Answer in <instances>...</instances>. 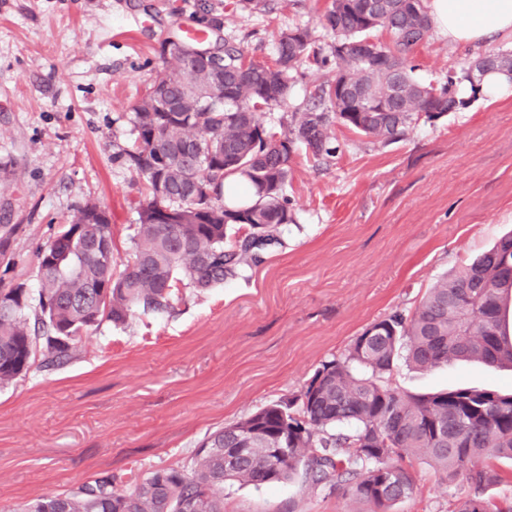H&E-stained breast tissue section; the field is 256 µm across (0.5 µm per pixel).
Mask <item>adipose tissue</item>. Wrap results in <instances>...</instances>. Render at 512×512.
<instances>
[{
    "label": "adipose tissue",
    "mask_w": 512,
    "mask_h": 512,
    "mask_svg": "<svg viewBox=\"0 0 512 512\" xmlns=\"http://www.w3.org/2000/svg\"><path fill=\"white\" fill-rule=\"evenodd\" d=\"M428 8L438 32L455 43L512 34V0H430Z\"/></svg>",
    "instance_id": "obj_1"
}]
</instances>
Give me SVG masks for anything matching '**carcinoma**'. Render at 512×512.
<instances>
[{
  "instance_id": "1",
  "label": "carcinoma",
  "mask_w": 512,
  "mask_h": 512,
  "mask_svg": "<svg viewBox=\"0 0 512 512\" xmlns=\"http://www.w3.org/2000/svg\"><path fill=\"white\" fill-rule=\"evenodd\" d=\"M334 35L329 54L311 47L309 29L280 34L270 63L236 48L213 55L214 64L190 61L200 45L173 43L172 68L160 73L135 107L132 149L117 159L142 182L145 199L131 237L132 262L117 269L107 212L88 201L55 236L74 238L63 251L48 242L38 253L39 288H0V384L70 358L82 334L107 321L125 324L137 314L172 307L177 285L207 290L261 261L295 221L285 195L290 162L303 146L316 160L338 150L337 129L388 144L420 120L431 122L468 104L457 95L467 82L472 97L483 75L469 67L425 83L411 58L433 27L424 0H330L321 19ZM384 31L390 42L374 33ZM333 66L311 104L289 116L278 133L262 121L263 106L287 97L298 63ZM510 64L512 52L475 60ZM389 106L385 115L356 110L349 90ZM241 177L250 199H224V180ZM237 225L248 227L232 237ZM512 233L458 271L441 276L415 309L396 311L370 325L347 353L325 361L296 396L272 402L246 418L208 433L183 468H159L128 493L112 479L64 493H47L22 512H224V483L254 486L289 481L301 472L313 485H346L368 512H390L414 493L409 455L461 481L468 493L450 512H512V501L484 496L498 482L488 460L512 459V394L454 387L433 394L400 392L377 380L403 356L420 369L454 360L512 367Z\"/></svg>"
}]
</instances>
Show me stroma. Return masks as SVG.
Wrapping results in <instances>:
<instances>
[{
	"label": "stroma",
	"mask_w": 512,
	"mask_h": 512,
	"mask_svg": "<svg viewBox=\"0 0 512 512\" xmlns=\"http://www.w3.org/2000/svg\"><path fill=\"white\" fill-rule=\"evenodd\" d=\"M328 0H0V225H14L0 288L37 289V252L88 200L111 218L118 264L131 255L140 183L117 154L134 108L170 62L172 41L215 18L211 45L271 60L282 31L315 46ZM478 53L430 32L416 76H447ZM332 69L300 63L287 99L266 108L282 131ZM330 163L298 150L286 193L294 223L260 264L199 292L180 285L170 311L105 322L72 357L0 385V512L108 477L127 491L149 472L189 465L220 427L283 400L371 323L413 310L444 273L512 231V95L419 123L382 145L339 130ZM382 382L409 392H512V368L397 363ZM415 492L393 512H448L456 486L411 460ZM342 488L304 475L228 485L224 512H366Z\"/></svg>",
	"instance_id": "obj_1"
}]
</instances>
